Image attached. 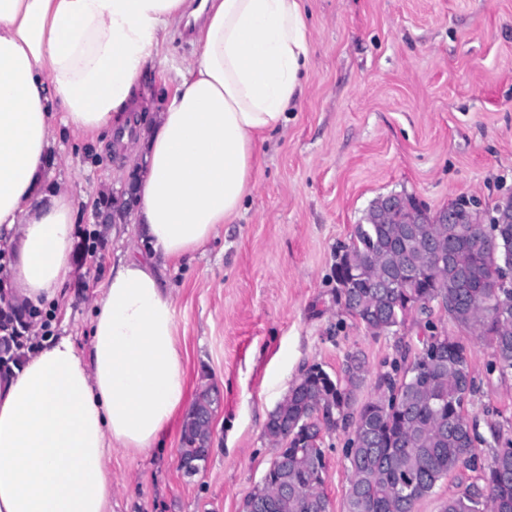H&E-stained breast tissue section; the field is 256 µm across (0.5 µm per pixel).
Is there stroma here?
<instances>
[{"instance_id": "stroma-1", "label": "stroma", "mask_w": 512, "mask_h": 512, "mask_svg": "<svg viewBox=\"0 0 512 512\" xmlns=\"http://www.w3.org/2000/svg\"><path fill=\"white\" fill-rule=\"evenodd\" d=\"M312 65L278 132L259 145L256 190L234 223L170 267L186 400L216 386L211 453L201 472L178 468L184 412L162 445L112 451V512H240L274 451L269 413L302 370L339 373L362 351L369 373L357 401L375 395L380 372L401 346L418 349L426 322L455 333L440 305L394 335L374 336L336 303V248L348 242L370 203L415 195L436 214L455 199L483 206L512 197V0H304ZM175 36L168 60L142 78L147 90L172 84L190 58ZM54 178L79 197L75 272L51 332L84 343L90 303L105 286L120 245L140 244L128 218L93 219L101 195L121 189L114 158L87 136L68 134ZM96 233L89 251L84 231ZM477 391L468 405L480 424L512 417V377L487 372L489 349L468 336ZM348 432L324 434L325 492L343 512L350 472Z\"/></svg>"}]
</instances>
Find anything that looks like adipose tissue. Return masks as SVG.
<instances>
[{
    "label": "adipose tissue",
    "instance_id": "ef3b65f1",
    "mask_svg": "<svg viewBox=\"0 0 512 512\" xmlns=\"http://www.w3.org/2000/svg\"><path fill=\"white\" fill-rule=\"evenodd\" d=\"M192 61L162 106L138 83L173 35ZM311 64L303 0H0V251L9 303L54 307L81 200L50 178L64 132L136 160L127 247L88 339L42 337L0 370V512H109L111 451L155 447L185 405L165 271L232 223Z\"/></svg>",
    "mask_w": 512,
    "mask_h": 512
}]
</instances>
